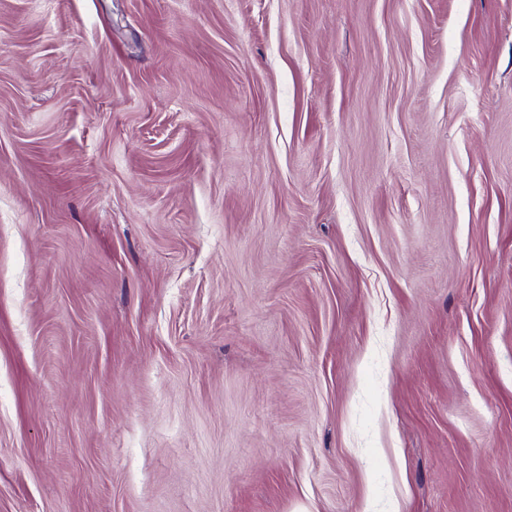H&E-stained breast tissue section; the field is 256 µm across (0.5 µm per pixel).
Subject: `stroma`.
Masks as SVG:
<instances>
[{
    "label": "stroma",
    "instance_id": "35a3bbf8",
    "mask_svg": "<svg viewBox=\"0 0 512 512\" xmlns=\"http://www.w3.org/2000/svg\"><path fill=\"white\" fill-rule=\"evenodd\" d=\"M0 512H512V0H0Z\"/></svg>",
    "mask_w": 512,
    "mask_h": 512
}]
</instances>
